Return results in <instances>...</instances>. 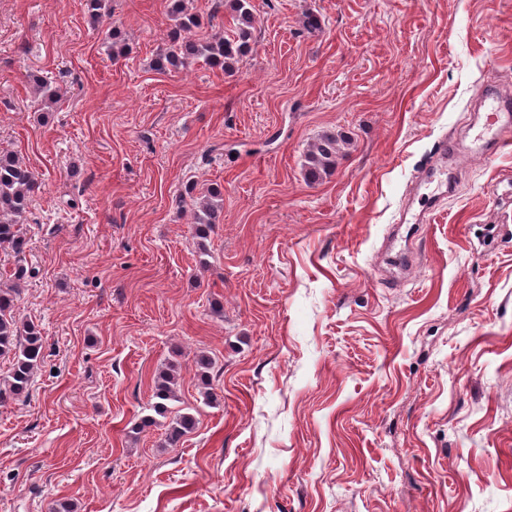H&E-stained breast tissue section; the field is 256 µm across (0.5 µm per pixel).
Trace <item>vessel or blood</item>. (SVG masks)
I'll list each match as a JSON object with an SVG mask.
<instances>
[{"mask_svg": "<svg viewBox=\"0 0 512 512\" xmlns=\"http://www.w3.org/2000/svg\"><path fill=\"white\" fill-rule=\"evenodd\" d=\"M473 136L469 146L450 141L441 143L438 153L443 161H454L462 149L474 153H496L512 146V96L504 94L495 81L482 91L480 109L468 126Z\"/></svg>", "mask_w": 512, "mask_h": 512, "instance_id": "obj_1", "label": "vessel or blood"}]
</instances>
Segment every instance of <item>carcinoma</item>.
I'll return each mask as SVG.
<instances>
[{
	"mask_svg": "<svg viewBox=\"0 0 512 512\" xmlns=\"http://www.w3.org/2000/svg\"><path fill=\"white\" fill-rule=\"evenodd\" d=\"M171 13L175 18V29L169 43L160 48L153 60V68L166 70L183 67L195 60L232 75L246 56L253 35V0H217V6L229 17L230 31L198 35L203 17L188 5V0H171ZM89 16L94 24L110 14V0H88ZM34 94L42 109H51L60 99V90L51 82L36 74L28 75ZM336 135L320 136L305 156V174L311 183L329 175L336 168ZM39 190L33 172L13 152H0V246L9 248L15 258L8 273V283L0 285V358L10 362L6 375L0 378V403L18 399L29 390L34 374L43 362L44 336L39 325L19 322L14 315L15 303L22 287L35 276V270L26 262L28 238L23 229L22 218L29 211L32 198ZM190 203L193 211V238L204 246L214 224L218 222L221 209V192L217 188L199 196L181 199L180 204ZM198 376L203 385L204 402L216 401L209 387V372L213 359L205 351L195 357ZM153 411L165 416L169 405L179 401V373L175 363H168L153 377ZM195 417L178 413L164 428V443L175 447L180 440L193 431Z\"/></svg>",
	"mask_w": 512,
	"mask_h": 512,
	"instance_id": "carcinoma-1",
	"label": "carcinoma"
}]
</instances>
